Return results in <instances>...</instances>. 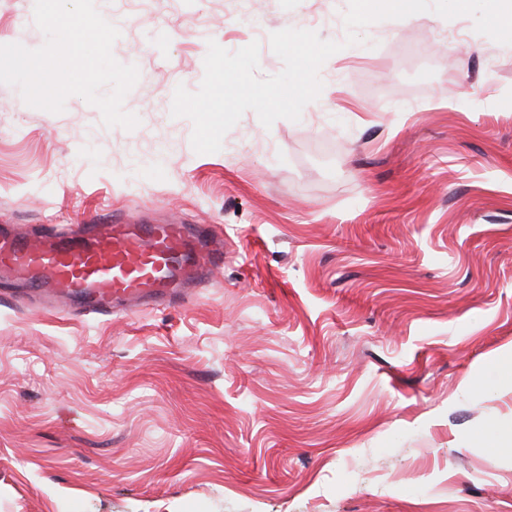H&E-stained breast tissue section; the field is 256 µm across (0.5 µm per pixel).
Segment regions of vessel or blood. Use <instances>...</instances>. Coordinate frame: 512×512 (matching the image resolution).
I'll use <instances>...</instances> for the list:
<instances>
[{
    "instance_id": "vessel-or-blood-1",
    "label": "vessel or blood",
    "mask_w": 512,
    "mask_h": 512,
    "mask_svg": "<svg viewBox=\"0 0 512 512\" xmlns=\"http://www.w3.org/2000/svg\"><path fill=\"white\" fill-rule=\"evenodd\" d=\"M223 265L224 242L206 226L115 221L35 234L0 227V282L21 283L47 309L75 303L84 316L187 300Z\"/></svg>"
}]
</instances>
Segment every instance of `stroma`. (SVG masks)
<instances>
[{
    "label": "stroma",
    "mask_w": 512,
    "mask_h": 512,
    "mask_svg": "<svg viewBox=\"0 0 512 512\" xmlns=\"http://www.w3.org/2000/svg\"><path fill=\"white\" fill-rule=\"evenodd\" d=\"M140 78L105 127L0 84V224L224 234L196 296L53 315L0 284V512H512V45L471 17L373 23L299 121L219 152L171 115L209 41L346 36L348 0H95ZM33 0L0 44L41 47Z\"/></svg>",
    "instance_id": "obj_1"
}]
</instances>
